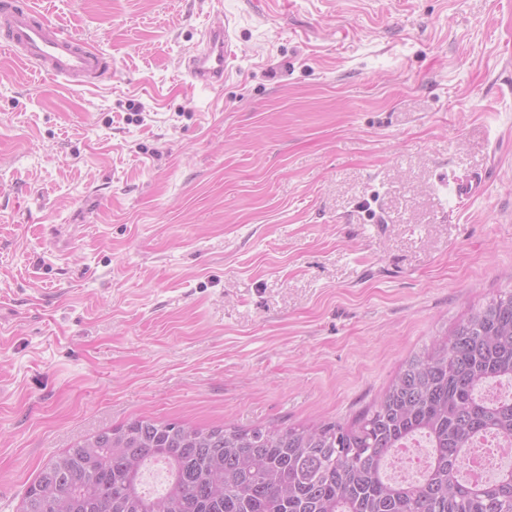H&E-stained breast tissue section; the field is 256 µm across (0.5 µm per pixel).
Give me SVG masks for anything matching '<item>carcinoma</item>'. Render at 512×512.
Masks as SVG:
<instances>
[{
  "label": "carcinoma",
  "mask_w": 512,
  "mask_h": 512,
  "mask_svg": "<svg viewBox=\"0 0 512 512\" xmlns=\"http://www.w3.org/2000/svg\"><path fill=\"white\" fill-rule=\"evenodd\" d=\"M503 380L512 381V290L414 353L350 425L135 419L50 460L21 512H512V470L459 478L475 438L512 447V397L480 395ZM417 437L432 448L422 478L390 479L392 452ZM153 461L169 474L155 497L140 490Z\"/></svg>",
  "instance_id": "cac0c4a2"
}]
</instances>
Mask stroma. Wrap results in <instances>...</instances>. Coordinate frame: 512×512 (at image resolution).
I'll use <instances>...</instances> for the list:
<instances>
[{"label": "stroma", "instance_id": "obj_1", "mask_svg": "<svg viewBox=\"0 0 512 512\" xmlns=\"http://www.w3.org/2000/svg\"><path fill=\"white\" fill-rule=\"evenodd\" d=\"M37 2L112 76L0 50V512L134 419L351 422L512 289V0ZM227 21V20H226ZM211 26L201 32L198 42L180 59V66L194 82L205 87L224 83L231 56L229 22Z\"/></svg>", "mask_w": 512, "mask_h": 512}]
</instances>
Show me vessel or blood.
<instances>
[{
	"mask_svg": "<svg viewBox=\"0 0 512 512\" xmlns=\"http://www.w3.org/2000/svg\"><path fill=\"white\" fill-rule=\"evenodd\" d=\"M0 46L66 87L91 85L112 73L107 55L50 22L31 0H0ZM230 47L228 25L208 27L180 65L202 86L222 85Z\"/></svg>",
	"mask_w": 512,
	"mask_h": 512,
	"instance_id": "b4317fda",
	"label": "vessel or blood"
}]
</instances>
